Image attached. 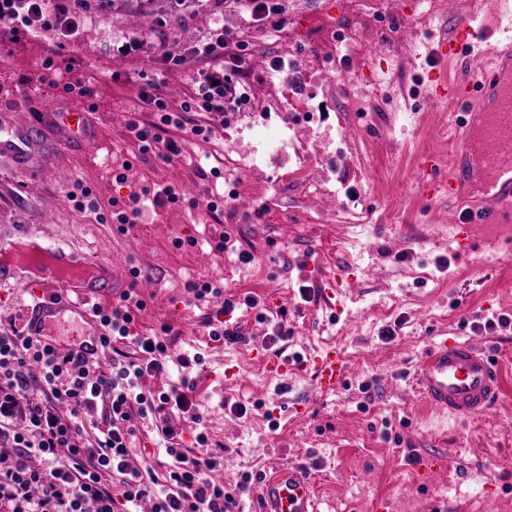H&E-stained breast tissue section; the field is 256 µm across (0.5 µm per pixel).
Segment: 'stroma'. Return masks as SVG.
Returning <instances> with one entry per match:
<instances>
[{"label":"stroma","mask_w":512,"mask_h":512,"mask_svg":"<svg viewBox=\"0 0 512 512\" xmlns=\"http://www.w3.org/2000/svg\"><path fill=\"white\" fill-rule=\"evenodd\" d=\"M288 25L266 30L224 0H82L75 48L79 74L94 97L62 95L45 83L55 35L22 40L0 59V110L37 134L32 162L0 153V244L21 224H50L61 243L96 260L135 267L154 283L137 331L169 327L172 357L201 354L186 373L145 378L158 392L189 377L209 435V449L224 451V483L243 472L305 468L320 512H512V333L485 329L486 320L512 314V245L475 233L461 252L448 197L421 165L448 164L451 119L447 104L418 111L428 69L447 66L426 44H437L463 16L487 20L491 0H284ZM160 22L142 31L143 11ZM224 27L248 35L254 60L249 104L218 118L187 114L211 127L210 139L183 133V156L165 164L142 161L127 128L142 84L161 85L169 111L189 101L188 73L167 69L160 52L206 41ZM346 29L365 53L351 60L336 32ZM143 37L136 58L113 54V44ZM390 78L379 82L381 71ZM90 113L97 146L89 154H55L47 134L50 103ZM268 125L290 133L311 129V142L265 158L259 170L244 163L257 146L255 130ZM361 125V135L348 133ZM206 159L220 176L199 174ZM129 161L126 184L112 165ZM305 167L304 181L291 177ZM88 187L100 209L112 198L154 185L194 184V202L150 207L144 219L117 232L99 211H78L75 182ZM224 197V221L206 203ZM248 252L251 263L239 262ZM221 280L236 300L232 320L243 341L212 339L211 305L193 299L190 281ZM352 282L349 294L326 293L328 281ZM309 296H302V287ZM253 295L258 308L243 306ZM266 320H258V313ZM288 334L271 345V318ZM481 338L502 369L503 393L487 415L439 417L414 387L416 365L436 337ZM333 344L350 369L346 383L324 394L312 373L298 367L288 378L268 372L263 359L293 360ZM370 384L362 392V384ZM247 404L245 416L232 403ZM389 439H382V432ZM151 420L138 423L133 466L163 473L169 458Z\"/></svg>","instance_id":"stroma-1"}]
</instances>
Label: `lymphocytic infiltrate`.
<instances>
[{
  "mask_svg": "<svg viewBox=\"0 0 512 512\" xmlns=\"http://www.w3.org/2000/svg\"><path fill=\"white\" fill-rule=\"evenodd\" d=\"M54 30V56L70 52L78 42L80 24L65 0H0V52L9 53L20 35ZM240 34L217 28L202 43L164 50L168 68L185 69L194 61L202 67L193 75L195 111L215 116L227 110V98L247 99L246 59L239 52ZM139 101L159 111L149 121L140 111L129 114L127 129L141 154L170 163L182 153L176 130L206 136L210 127L187 125L185 115L167 111L159 85L140 89ZM145 304L125 289L111 312L102 313L103 346L112 348V363L62 351L31 336L14 317L0 318V512H122L142 500L152 512H238L240 498L255 487L252 473H243L235 486H224L218 475L224 455L205 457L172 447L177 436L173 415L191 413L190 381L152 395L143 391L144 377L167 372L168 338L135 332L136 314ZM130 352H123V345ZM100 410L105 426L88 436L83 416ZM152 418L167 443L172 464L165 478L129 463L136 434L134 417Z\"/></svg>",
  "mask_w": 512,
  "mask_h": 512,
  "instance_id": "f902f5d3",
  "label": "lymphocytic infiltrate"
}]
</instances>
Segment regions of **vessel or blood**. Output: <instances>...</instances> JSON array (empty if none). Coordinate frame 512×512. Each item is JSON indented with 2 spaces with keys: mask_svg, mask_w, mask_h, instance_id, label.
I'll return each mask as SVG.
<instances>
[{
  "mask_svg": "<svg viewBox=\"0 0 512 512\" xmlns=\"http://www.w3.org/2000/svg\"><path fill=\"white\" fill-rule=\"evenodd\" d=\"M478 38L484 39L485 52L493 57L491 69L456 81L449 80L447 70L429 71L427 92L418 107L428 112L447 99L474 98L471 108L455 116L463 137L444 187L448 205L457 210L469 206L472 216L458 215L460 224L469 220L493 227L511 225L512 15L495 9L492 22L480 30L471 19H459L453 35L438 41L437 53L448 60L467 58ZM48 114L57 149L93 150L95 136L88 113L53 106ZM27 143L26 128L0 127L1 151H20ZM83 264L78 251L35 241L26 230L20 240L0 249V285L32 297L28 323L34 335H43L46 324L65 313L81 316L92 328V339L81 351L93 358L101 351L103 329L91 302L122 288L129 274L109 259L94 265L91 276L69 275V268ZM307 364L324 393L335 392L348 377V364L333 345L309 357ZM415 386L430 409L457 418L489 413L502 392L494 356L473 342L448 338L432 343L424 352L416 368ZM259 499L257 512H318L310 478L300 469L274 470L261 483Z\"/></svg>",
  "mask_w": 512,
  "mask_h": 512,
  "instance_id": "vessel-or-blood-1",
  "label": "vessel or blood"
}]
</instances>
